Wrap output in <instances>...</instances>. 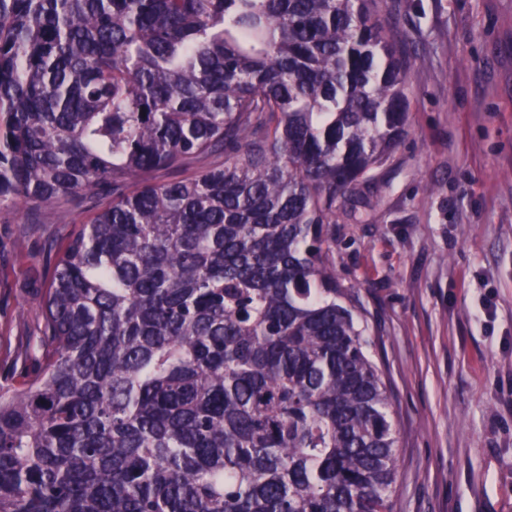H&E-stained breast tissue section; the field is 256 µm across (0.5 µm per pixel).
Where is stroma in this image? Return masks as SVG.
Instances as JSON below:
<instances>
[{"label": "stroma", "mask_w": 512, "mask_h": 512, "mask_svg": "<svg viewBox=\"0 0 512 512\" xmlns=\"http://www.w3.org/2000/svg\"><path fill=\"white\" fill-rule=\"evenodd\" d=\"M415 44L409 133L336 271L399 432L392 512H512V0H383ZM87 205L0 212V349L41 325L32 279Z\"/></svg>", "instance_id": "35a3bbf8"}]
</instances>
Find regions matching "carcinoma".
I'll return each instance as SVG.
<instances>
[{"instance_id":"obj_1","label":"carcinoma","mask_w":512,"mask_h":512,"mask_svg":"<svg viewBox=\"0 0 512 512\" xmlns=\"http://www.w3.org/2000/svg\"><path fill=\"white\" fill-rule=\"evenodd\" d=\"M393 30L379 0H0V209L96 198L0 357V512H391L334 225L407 134Z\"/></svg>"}]
</instances>
